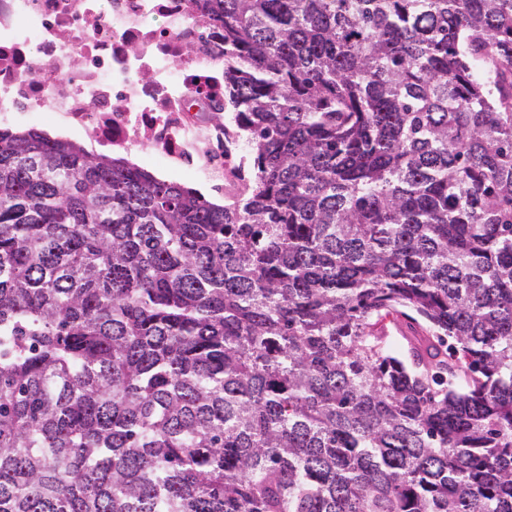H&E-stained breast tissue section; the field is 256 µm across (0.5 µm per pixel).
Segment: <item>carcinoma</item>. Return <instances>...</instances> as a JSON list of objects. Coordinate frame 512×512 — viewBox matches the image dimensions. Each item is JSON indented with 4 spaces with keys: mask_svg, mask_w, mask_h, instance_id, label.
I'll return each mask as SVG.
<instances>
[{
    "mask_svg": "<svg viewBox=\"0 0 512 512\" xmlns=\"http://www.w3.org/2000/svg\"><path fill=\"white\" fill-rule=\"evenodd\" d=\"M193 2L246 193L0 128V512H512V0Z\"/></svg>",
    "mask_w": 512,
    "mask_h": 512,
    "instance_id": "cac0c4a2",
    "label": "carcinoma"
}]
</instances>
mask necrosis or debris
<instances>
[{"mask_svg":"<svg viewBox=\"0 0 512 512\" xmlns=\"http://www.w3.org/2000/svg\"><path fill=\"white\" fill-rule=\"evenodd\" d=\"M224 28L190 0H0V121L56 113L102 149L236 179Z\"/></svg>","mask_w":512,"mask_h":512,"instance_id":"4bbe7bcc","label":"necrosis or debris"}]
</instances>
